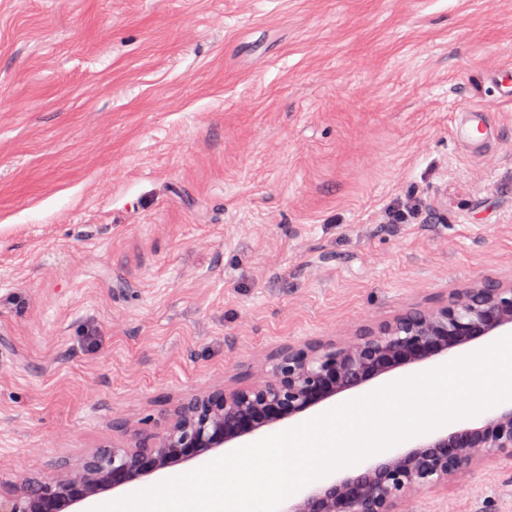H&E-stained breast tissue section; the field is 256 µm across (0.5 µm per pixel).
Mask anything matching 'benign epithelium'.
Here are the masks:
<instances>
[{"instance_id":"benign-epithelium-1","label":"benign epithelium","mask_w":512,"mask_h":512,"mask_svg":"<svg viewBox=\"0 0 512 512\" xmlns=\"http://www.w3.org/2000/svg\"><path fill=\"white\" fill-rule=\"evenodd\" d=\"M506 326L512 328V278L479 277L435 309H410L361 325L340 341L290 346L274 359L270 376L186 399L164 425L134 428L129 445L88 456L84 476L29 482L0 494V512H63L87 499L94 484L114 490L175 462L208 456L383 374ZM492 457L512 458V407L493 409L477 426L426 437L355 475L316 485L286 512H401L413 494L446 487L448 477Z\"/></svg>"}]
</instances>
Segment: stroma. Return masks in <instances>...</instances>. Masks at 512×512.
Returning a JSON list of instances; mask_svg holds the SVG:
<instances>
[{
	"instance_id": "obj_1",
	"label": "stroma",
	"mask_w": 512,
	"mask_h": 512,
	"mask_svg": "<svg viewBox=\"0 0 512 512\" xmlns=\"http://www.w3.org/2000/svg\"><path fill=\"white\" fill-rule=\"evenodd\" d=\"M508 65L512 0H0V490L512 277ZM403 510L512 512V459ZM456 132L460 138L465 136L473 147L483 144L491 134L490 129L483 122L474 119H469L462 126H458Z\"/></svg>"
}]
</instances>
